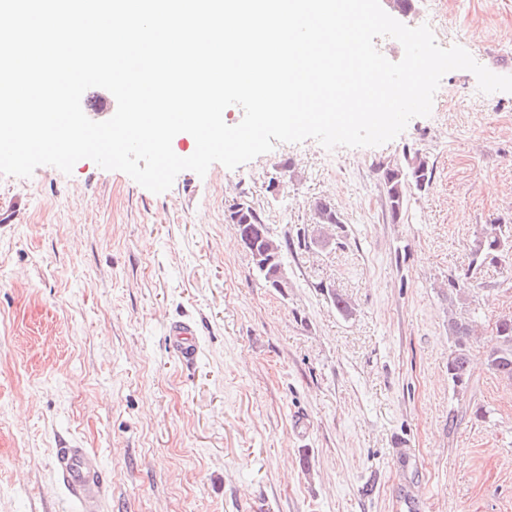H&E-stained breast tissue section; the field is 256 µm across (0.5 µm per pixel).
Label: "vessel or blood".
I'll return each instance as SVG.
<instances>
[{
	"label": "vessel or blood",
	"mask_w": 512,
	"mask_h": 512,
	"mask_svg": "<svg viewBox=\"0 0 512 512\" xmlns=\"http://www.w3.org/2000/svg\"><path fill=\"white\" fill-rule=\"evenodd\" d=\"M172 349L184 363L195 359L196 329L183 321L171 322L167 327ZM58 476L62 484L81 505L82 512H95L103 493V480L98 462L82 448H60L56 451Z\"/></svg>",
	"instance_id": "vessel-or-blood-1"
}]
</instances>
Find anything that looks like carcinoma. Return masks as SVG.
I'll return each instance as SVG.
<instances>
[{"label": "carcinoma", "mask_w": 512, "mask_h": 512, "mask_svg": "<svg viewBox=\"0 0 512 512\" xmlns=\"http://www.w3.org/2000/svg\"><path fill=\"white\" fill-rule=\"evenodd\" d=\"M379 170L389 202L391 220L397 222L405 211L411 193L421 192L429 186L433 168L429 166L427 157L416 150L404 155L403 162L382 165ZM315 210L319 223L334 224L336 229L344 230L342 220L331 204L318 201ZM228 219L236 225L241 245L253 258L259 277L265 283L274 285L275 273L278 266L284 264V251L291 246V242L284 243L275 237L270 227L248 205L232 210ZM269 237L276 244L277 252L274 261L268 264L262 259H256V256L265 252L266 239ZM511 252L512 240L506 235L503 225L482 224L474 234L472 260L468 269L462 275L448 277V333L454 340V349L448 356V378L458 392L467 390L472 377L470 341L479 323V314L472 309V305L476 304L474 275L479 267L487 263H502ZM493 333L495 346L488 352L485 365L493 374L512 381V316L497 319Z\"/></svg>", "instance_id": "1"}]
</instances>
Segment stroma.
Wrapping results in <instances>:
<instances>
[{
  "instance_id": "35a3bbf8",
  "label": "stroma",
  "mask_w": 512,
  "mask_h": 512,
  "mask_svg": "<svg viewBox=\"0 0 512 512\" xmlns=\"http://www.w3.org/2000/svg\"><path fill=\"white\" fill-rule=\"evenodd\" d=\"M440 46L512 75V0H414ZM425 153L430 186L392 222L380 165ZM333 204L344 240L293 249L288 286L255 274L231 207L279 238ZM512 231V93L447 73L429 116L378 147L279 143L155 194L78 161L0 175V512H81L58 448L105 477L98 512H512V382L485 365L512 272L478 270L488 322L472 381L448 378V277L475 230ZM348 298L340 315L329 294ZM189 317L197 362L171 355Z\"/></svg>"
}]
</instances>
